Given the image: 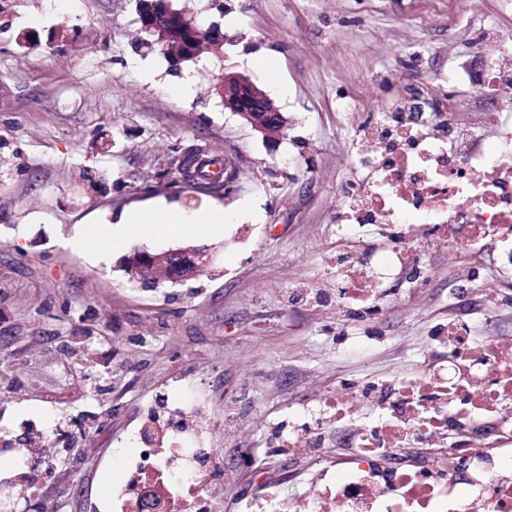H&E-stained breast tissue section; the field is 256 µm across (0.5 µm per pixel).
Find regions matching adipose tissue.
<instances>
[{"label": "adipose tissue", "mask_w": 512, "mask_h": 512, "mask_svg": "<svg viewBox=\"0 0 512 512\" xmlns=\"http://www.w3.org/2000/svg\"><path fill=\"white\" fill-rule=\"evenodd\" d=\"M125 234H137L142 225H154L159 232L171 231L172 227L191 225L205 229L209 233H219L224 224V208L213 205L210 208L196 211L173 210L167 205L158 204L150 211L131 210L122 213L118 218Z\"/></svg>", "instance_id": "ef3b65f1"}]
</instances>
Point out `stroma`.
I'll list each match as a JSON object with an SVG mask.
<instances>
[{
	"instance_id": "obj_1",
	"label": "stroma",
	"mask_w": 512,
	"mask_h": 512,
	"mask_svg": "<svg viewBox=\"0 0 512 512\" xmlns=\"http://www.w3.org/2000/svg\"><path fill=\"white\" fill-rule=\"evenodd\" d=\"M171 4L224 34L177 72L136 49L133 0H0V443L28 446L48 426L72 435L40 495L14 488L20 512H90L140 431L177 445L154 420L162 400H189L200 444L224 453L212 512H246L260 484L305 495L350 466L346 432L372 417L364 391L430 370L449 320L512 343V270L489 241L472 261L416 227L371 225L378 250L405 232L413 264L370 285L365 305L336 295V249L354 241L343 190L371 175L356 162L366 113L409 111L429 87L454 95L462 126L483 121V88L450 79L460 62L485 67L472 43L512 31V0ZM222 71L261 85L292 121L283 137L225 109L211 91ZM192 153L231 162L232 193L183 181L172 161ZM161 202L222 204L224 230L147 225L109 247L112 216ZM193 244L211 260L182 285L148 289L120 270L134 249ZM330 394L350 415L324 420L319 455L272 456Z\"/></svg>"
}]
</instances>
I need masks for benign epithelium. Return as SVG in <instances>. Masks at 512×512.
<instances>
[{
  "label": "benign epithelium",
  "mask_w": 512,
  "mask_h": 512,
  "mask_svg": "<svg viewBox=\"0 0 512 512\" xmlns=\"http://www.w3.org/2000/svg\"><path fill=\"white\" fill-rule=\"evenodd\" d=\"M136 10L140 29L150 35L158 36V42L174 38L181 47L178 60H192L197 54V34L203 27L196 18L185 12H176L169 8L167 0H136ZM220 97L224 107L235 113L254 132L267 140H275L283 135L288 126L287 118L276 108L269 106L264 90L252 80H244L236 73L226 72L219 77ZM193 255L201 267L210 261V253L204 248L169 249L153 253L147 250H135L124 259V265L132 279L140 280L145 264L159 257L172 258Z\"/></svg>",
  "instance_id": "benign-epithelium-1"
}]
</instances>
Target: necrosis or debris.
Listing matches in <instances>:
<instances>
[{
    "label": "necrosis or debris",
    "mask_w": 512,
    "mask_h": 512,
    "mask_svg": "<svg viewBox=\"0 0 512 512\" xmlns=\"http://www.w3.org/2000/svg\"><path fill=\"white\" fill-rule=\"evenodd\" d=\"M488 70L500 73L498 92L484 124L460 127L455 102L438 101L424 123L410 112L369 113L365 132L378 152L372 179L349 187L345 197L359 211L354 243L343 256L387 274L406 251L398 241L387 252L372 250L367 228L387 217L395 224L455 226L454 250L478 253V239L496 235L504 265L512 266V35L500 34ZM401 123L417 133L390 147L387 130ZM419 396L402 394L389 383L370 391L386 409L365 427L371 448L359 451L352 466L338 473L331 490L285 502L281 492H265L268 512H491L512 503V351L495 342L461 349L449 346L447 360L434 369ZM458 435L431 470L380 466L377 449L425 448L442 432ZM215 448H136L113 458L122 474L99 512H122L127 502L138 512H164L167 504L192 492L202 507L211 502L201 483L202 466L215 462Z\"/></svg>",
    "instance_id": "necrosis-or-debris-1"
}]
</instances>
